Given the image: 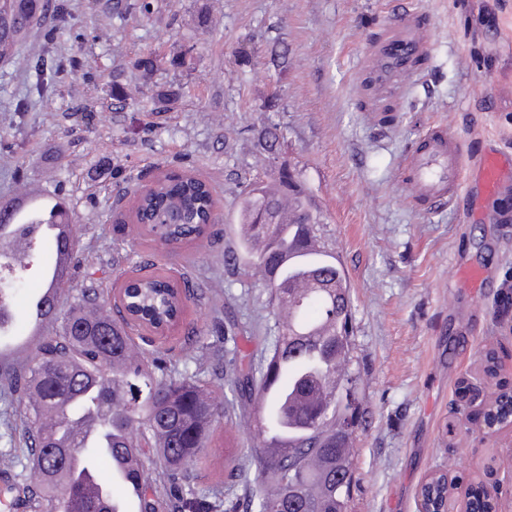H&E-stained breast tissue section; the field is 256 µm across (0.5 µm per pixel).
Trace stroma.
Instances as JSON below:
<instances>
[{"mask_svg":"<svg viewBox=\"0 0 512 512\" xmlns=\"http://www.w3.org/2000/svg\"><path fill=\"white\" fill-rule=\"evenodd\" d=\"M68 0L67 24L32 30L0 60V205L42 182L76 230V258L59 298L113 294L125 274L152 263L189 291L181 323L153 343L181 359L208 346L199 372L224 398L226 324L249 322L266 295L237 251L240 179L274 181L288 166L321 224L319 242L346 274L353 311V367L364 421L354 446L349 512H416L431 469L467 480L493 476L512 512V438L489 445L459 422L455 383L477 375L479 353L512 356V221L477 185L485 155L512 160V0ZM427 47L407 73L384 72L381 49L397 12ZM43 51L55 85L31 96L23 57ZM184 55L180 68L170 57ZM156 57L143 73L135 62ZM32 109L16 111L20 98ZM282 133L277 154L260 130ZM434 125L466 155L458 201L420 211L402 162ZM211 188L219 221L171 247L140 238L112 216L167 174ZM10 300L9 333L27 335L31 301L47 286L49 245ZM482 270L481 281L464 276ZM247 427H217L192 480L227 481Z\"/></svg>","mask_w":512,"mask_h":512,"instance_id":"35a3bbf8","label":"stroma"}]
</instances>
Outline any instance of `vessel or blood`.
<instances>
[{"mask_svg": "<svg viewBox=\"0 0 512 512\" xmlns=\"http://www.w3.org/2000/svg\"><path fill=\"white\" fill-rule=\"evenodd\" d=\"M425 48L421 37L412 30H405L391 41L383 56L385 70L401 73L407 71L409 63ZM463 151L456 138L444 127H432L422 144L406 155L403 169L406 174V190L419 208L432 210L443 205L454 204L463 189ZM502 167L500 160L492 155L482 162V188L493 193L501 187ZM50 240L53 244L52 268L57 276V288L65 287L72 266L75 239L70 225L52 226ZM91 497L104 512H132L133 497L113 502L105 488L92 490Z\"/></svg>", "mask_w": 512, "mask_h": 512, "instance_id": "b4317fda", "label": "vessel or blood"}]
</instances>
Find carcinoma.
Listing matches in <instances>:
<instances>
[{"label":"carcinoma","instance_id":"obj_1","mask_svg":"<svg viewBox=\"0 0 512 512\" xmlns=\"http://www.w3.org/2000/svg\"><path fill=\"white\" fill-rule=\"evenodd\" d=\"M61 0H0V56L10 52L36 16L64 19ZM35 89L48 88L53 72L39 57L33 64ZM211 191L194 177L168 178L140 197V219L175 207L181 223L168 236L183 242L202 236L208 227ZM240 242L259 287L268 300L266 320L274 319L276 335L266 337L271 354L258 361L239 345L226 351L224 383L234 400L216 403L188 366L156 374L158 352L135 345L125 319H103L90 309L111 312L134 308L159 324L179 309L180 290L168 278L142 275L138 291L115 300L82 297L65 314H51L22 371L0 369V382L21 407L25 447L0 451V465L21 468L23 483L4 486L0 497L14 509L26 499L34 512H89L80 496V476L61 486L56 473L65 449H78L86 467L102 485L115 478L112 457L87 439L89 431L112 436V450L132 460L121 479L138 487L134 512H163L171 489L198 464L215 428L222 423L252 420L259 435L273 432L288 438V449L273 450L260 440L234 459L231 484L222 492L190 488L176 496L183 512H347L353 482L351 441L339 435L338 420L362 424L360 405L347 401L354 374L350 290L343 268L322 258L313 246L319 217L310 210L304 190L288 184V171L264 184L248 182L241 191ZM26 224L45 228L36 208L2 230L0 236ZM0 257L9 261L10 276L24 278L37 258L35 249L17 244ZM321 281L324 287L302 292L289 289L297 281ZM288 305V321L281 308ZM280 387L264 399L271 379ZM330 408L318 420L313 412ZM247 485L246 498L235 484ZM471 512L490 508L483 485L471 486Z\"/></svg>","mask_w":512,"mask_h":512}]
</instances>
